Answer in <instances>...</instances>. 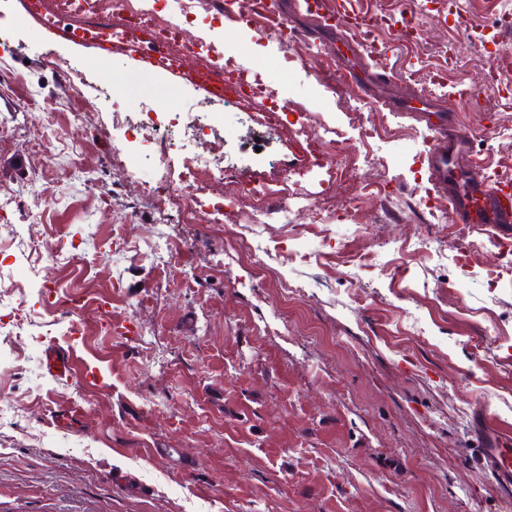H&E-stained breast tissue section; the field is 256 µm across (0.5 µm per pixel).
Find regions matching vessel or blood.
I'll return each instance as SVG.
<instances>
[{"mask_svg":"<svg viewBox=\"0 0 512 512\" xmlns=\"http://www.w3.org/2000/svg\"><path fill=\"white\" fill-rule=\"evenodd\" d=\"M349 56L341 70L344 82L356 84L363 95L379 109L405 112L425 124L433 133V145L427 155L432 192L448 203L454 224L466 227L489 225L501 235L512 234V192L492 182L478 165H464L473 156L474 147L462 134L461 124L444 100L428 96L421 107L409 106L390 90L387 79L368 60L364 45L349 46ZM47 372L62 378L84 370L76 353L56 347L44 352ZM487 470L498 480L504 495L512 494V437L497 433L480 451Z\"/></svg>","mask_w":512,"mask_h":512,"instance_id":"obj_1","label":"vessel or blood"}]
</instances>
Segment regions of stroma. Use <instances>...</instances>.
Listing matches in <instances>:
<instances>
[{"label":"stroma","instance_id":"35a3bbf8","mask_svg":"<svg viewBox=\"0 0 512 512\" xmlns=\"http://www.w3.org/2000/svg\"><path fill=\"white\" fill-rule=\"evenodd\" d=\"M289 2L245 21L213 0L181 24L182 38L207 35L277 97L274 137L216 113L227 155L286 160L289 179H305L334 218V233L302 239L257 225L255 264L236 257L221 225L186 223L146 199L140 186L156 165L147 134L112 127V108L147 103L184 121L197 92L127 55L100 68L21 0H0V225L16 227L0 252V512H512L476 453L489 429L512 434V283L486 277L497 236L475 230L480 251L464 268L413 249L430 239L453 252L462 240L449 215L426 214L429 132L330 83L335 51L281 69L271 21ZM319 2L374 25L338 33L304 10L292 27L377 46L393 90L412 101L437 82L486 86L490 52L512 49V29L494 23L498 0H415L410 40L401 0ZM449 49L462 60L454 70ZM74 73L111 101L78 113ZM449 106L476 162L512 183L498 166L512 145V88ZM303 108L313 131L351 140L350 113L379 119L377 166L340 179L306 172L289 135ZM388 240L398 250L381 251ZM347 241L378 255L357 282L330 260ZM50 344L76 350L95 382L50 376ZM74 404L82 420L57 426Z\"/></svg>","mask_w":512,"mask_h":512}]
</instances>
